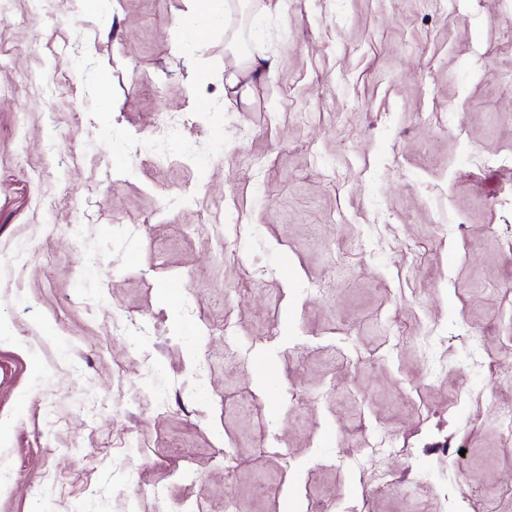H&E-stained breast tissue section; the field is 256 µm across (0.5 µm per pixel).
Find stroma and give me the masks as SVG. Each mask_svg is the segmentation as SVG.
Masks as SVG:
<instances>
[{"label":"stroma","mask_w":512,"mask_h":512,"mask_svg":"<svg viewBox=\"0 0 512 512\" xmlns=\"http://www.w3.org/2000/svg\"><path fill=\"white\" fill-rule=\"evenodd\" d=\"M194 10L0 13V512H512V0ZM274 68V63L268 57L247 56L243 66L235 73H232L224 80V97L238 96L246 100L251 92L255 78L261 79L269 74Z\"/></svg>","instance_id":"obj_1"}]
</instances>
